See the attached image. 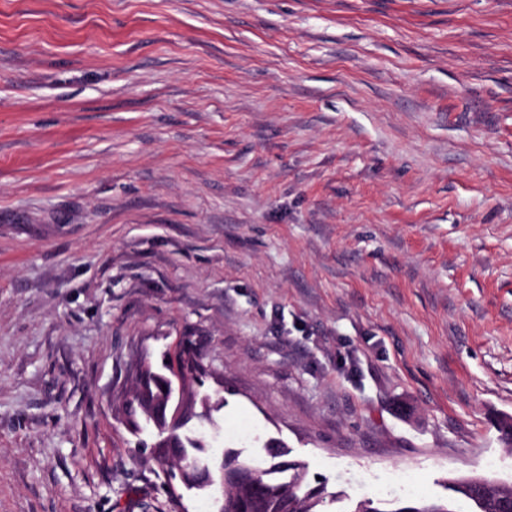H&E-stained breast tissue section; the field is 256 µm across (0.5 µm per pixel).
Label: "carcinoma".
Instances as JSON below:
<instances>
[{"label": "carcinoma", "instance_id": "cac0c4a2", "mask_svg": "<svg viewBox=\"0 0 512 512\" xmlns=\"http://www.w3.org/2000/svg\"><path fill=\"white\" fill-rule=\"evenodd\" d=\"M185 375L183 369H174L168 364L160 372L147 364L135 375V383L124 402L126 420L132 426H139L143 420L150 424L158 416L164 404L169 382L176 375ZM156 446L167 448L171 458L158 457L159 463L170 469L178 464H189L202 468L206 461L200 457L204 446L183 432L185 423L163 422ZM224 461L240 473H254L258 484L246 480L228 479L215 482L220 490L224 507L222 512H314L324 487L311 484L306 477L305 465L298 461H282L266 468L240 458L234 451H224ZM473 479H452L448 489L457 497L447 499H420L418 501H393L395 507L384 509L372 499L351 504L344 512H512V484L484 480L479 491L472 487Z\"/></svg>", "mask_w": 512, "mask_h": 512}]
</instances>
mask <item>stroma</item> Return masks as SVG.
I'll use <instances>...</instances> for the list:
<instances>
[{
    "label": "stroma",
    "mask_w": 512,
    "mask_h": 512,
    "mask_svg": "<svg viewBox=\"0 0 512 512\" xmlns=\"http://www.w3.org/2000/svg\"><path fill=\"white\" fill-rule=\"evenodd\" d=\"M178 352L317 512L512 482V0H0V512H216ZM167 373L157 371L150 364L138 374H135V383L130 395L124 402V413L126 420L136 429L139 419L144 420L146 424H151L153 418L161 424L163 428L160 434H157V448H169L171 458L167 459L158 456L160 465L170 468L172 472L179 463L189 464L196 468H202L208 465L198 454L204 452V446L197 440L192 439L182 432L187 423L181 421L171 424L167 416V422L160 420L158 411L166 399V391L163 388L168 387L169 382L180 374L184 382L187 376L182 368L175 371L172 364L164 367Z\"/></svg>",
    "instance_id": "1"
}]
</instances>
